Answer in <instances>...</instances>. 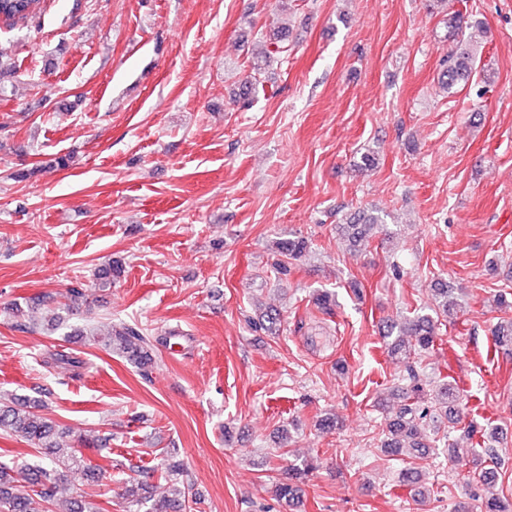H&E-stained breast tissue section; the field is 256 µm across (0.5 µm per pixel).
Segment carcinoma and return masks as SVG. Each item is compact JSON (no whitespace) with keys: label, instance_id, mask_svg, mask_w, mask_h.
Here are the masks:
<instances>
[{"label":"carcinoma","instance_id":"obj_1","mask_svg":"<svg viewBox=\"0 0 512 512\" xmlns=\"http://www.w3.org/2000/svg\"><path fill=\"white\" fill-rule=\"evenodd\" d=\"M41 0H0V14L3 23L13 26L19 22L33 23L41 15ZM288 28L281 25L269 29L259 38L260 50L252 53L250 72L242 79L238 99L245 103L252 101L257 94L259 78L271 63L288 52ZM479 50L465 40H458L443 59L442 84L452 89L467 84L474 70ZM383 223L382 218L363 216L341 225V232L349 241H360L375 224ZM275 255L272 268L278 274L288 272L286 259L298 260L309 250V242L298 236L277 239L272 242ZM122 274V265L114 262L98 269L96 276L104 285H110ZM435 305L421 310L402 320L386 321V337L396 336L388 344V352L404 359H411L419 352L429 349L435 339L440 318L448 316L450 310H460L465 305L463 296L455 289L443 285L434 289ZM82 292L76 287L59 295L34 297L27 306H15L14 317L17 326L25 329L38 328L36 314L42 306L55 304L57 309L73 312L76 301ZM315 304L324 313L332 311L336 305V293L330 290H318L314 295ZM495 345L512 347V319L496 324L493 330ZM100 341L138 366L152 361V344L141 329L130 325L115 326L111 333ZM405 403L399 408L390 407L384 398L376 401V407L388 415L390 439L384 443L385 452L400 455L403 451L415 458L429 454L430 443L424 433L425 425L442 423L459 401L457 385L446 381L427 389V383L421 378L416 366L408 368V385L401 391ZM43 400L37 397H14L10 403L0 406V431L15 434L41 450L43 462L38 464H20L13 459L0 458V512H53L59 481L64 473L73 469H82L86 479L94 485H101L106 469L83 457L80 450L63 447L55 439V426L37 408ZM448 458L452 461L467 460L472 463L473 475L481 487L488 489L502 476L501 458L496 449L469 448L458 442L448 444ZM161 476L168 480H179L181 486L174 498L158 501L148 496L135 494L139 484L128 487L124 496L128 512H192L197 504L194 484L186 478L183 463L169 455L163 460ZM274 496L280 501L292 502L299 499L298 487L291 482H279L274 486Z\"/></svg>","mask_w":512,"mask_h":512}]
</instances>
